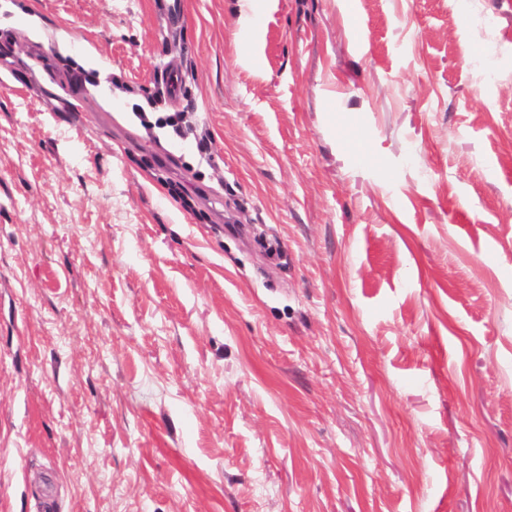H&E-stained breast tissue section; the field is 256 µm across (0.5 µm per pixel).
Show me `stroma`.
I'll list each match as a JSON object with an SVG mask.
<instances>
[{"label":"stroma","instance_id":"1","mask_svg":"<svg viewBox=\"0 0 512 512\" xmlns=\"http://www.w3.org/2000/svg\"><path fill=\"white\" fill-rule=\"evenodd\" d=\"M2 43L0 512H512V0H0Z\"/></svg>","mask_w":512,"mask_h":512}]
</instances>
